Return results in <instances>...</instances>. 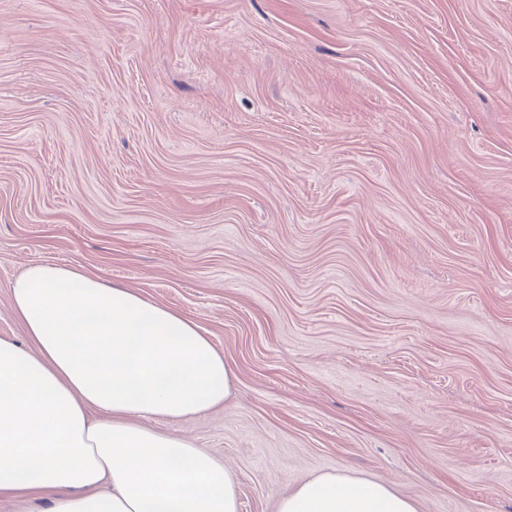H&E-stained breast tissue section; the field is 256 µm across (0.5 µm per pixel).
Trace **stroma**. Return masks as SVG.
Returning <instances> with one entry per match:
<instances>
[{"label":"stroma","instance_id":"stroma-1","mask_svg":"<svg viewBox=\"0 0 512 512\" xmlns=\"http://www.w3.org/2000/svg\"><path fill=\"white\" fill-rule=\"evenodd\" d=\"M43 262L223 354L157 427L239 512L328 471L512 512V0H0V338Z\"/></svg>","mask_w":512,"mask_h":512}]
</instances>
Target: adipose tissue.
Returning a JSON list of instances; mask_svg holds the SVG:
<instances>
[{
	"label": "adipose tissue",
	"instance_id": "ef3b65f1",
	"mask_svg": "<svg viewBox=\"0 0 512 512\" xmlns=\"http://www.w3.org/2000/svg\"><path fill=\"white\" fill-rule=\"evenodd\" d=\"M31 344L0 339V496L45 512H239L234 472L149 427L223 405L232 370L200 326L127 288L47 263L10 285ZM276 512H419L388 484L324 472Z\"/></svg>",
	"mask_w": 512,
	"mask_h": 512
}]
</instances>
